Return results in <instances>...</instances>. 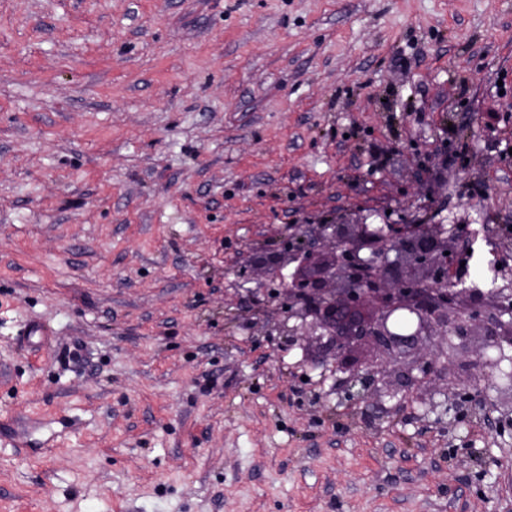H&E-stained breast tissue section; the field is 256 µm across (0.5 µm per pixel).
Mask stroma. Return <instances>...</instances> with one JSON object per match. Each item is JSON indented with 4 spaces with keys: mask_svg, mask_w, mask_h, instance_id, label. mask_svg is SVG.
Wrapping results in <instances>:
<instances>
[{
    "mask_svg": "<svg viewBox=\"0 0 512 512\" xmlns=\"http://www.w3.org/2000/svg\"><path fill=\"white\" fill-rule=\"evenodd\" d=\"M426 211L512 228V0H0V512H489L224 326L275 226Z\"/></svg>",
    "mask_w": 512,
    "mask_h": 512,
    "instance_id": "stroma-1",
    "label": "stroma"
}]
</instances>
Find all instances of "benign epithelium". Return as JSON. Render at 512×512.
Masks as SVG:
<instances>
[{"label": "benign epithelium", "mask_w": 512, "mask_h": 512, "mask_svg": "<svg viewBox=\"0 0 512 512\" xmlns=\"http://www.w3.org/2000/svg\"><path fill=\"white\" fill-rule=\"evenodd\" d=\"M286 224L253 248L270 269L269 283L246 289L248 304L226 324L262 336L282 353L301 352L297 367L316 372L315 398L335 396L367 427L408 423L422 416L495 424L492 444L449 449L466 453L485 474L512 468L491 445L512 440V408L491 392L512 394V277L484 290L467 283L461 263L473 239L460 224ZM480 328L485 353L480 375L455 381L448 351ZM372 345L379 358L361 350ZM394 379L385 382L387 374ZM440 383L434 397L421 388Z\"/></svg>", "instance_id": "7a95c632"}]
</instances>
